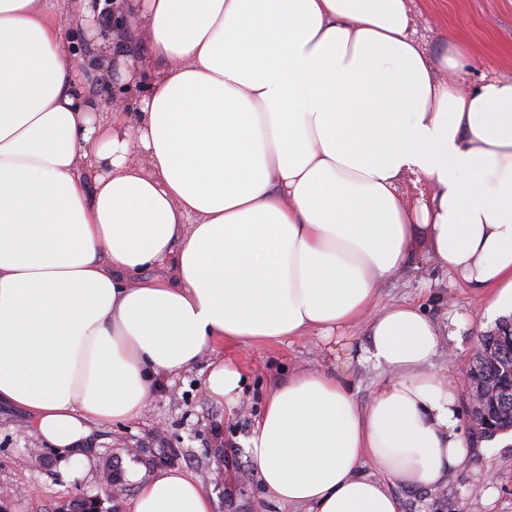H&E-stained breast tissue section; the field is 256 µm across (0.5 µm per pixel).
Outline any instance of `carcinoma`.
I'll list each match as a JSON object with an SVG mask.
<instances>
[{
	"mask_svg": "<svg viewBox=\"0 0 512 512\" xmlns=\"http://www.w3.org/2000/svg\"><path fill=\"white\" fill-rule=\"evenodd\" d=\"M479 344L481 351L469 363L468 377L485 395L480 414L490 426L481 429V435L490 438L512 430V382L502 375V368L512 365V316L481 335Z\"/></svg>",
	"mask_w": 512,
	"mask_h": 512,
	"instance_id": "cac0c4a2",
	"label": "carcinoma"
}]
</instances>
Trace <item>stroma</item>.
Instances as JSON below:
<instances>
[{
  "mask_svg": "<svg viewBox=\"0 0 512 512\" xmlns=\"http://www.w3.org/2000/svg\"><path fill=\"white\" fill-rule=\"evenodd\" d=\"M72 0H49L48 12L71 44L70 60L94 58L98 45L86 42L73 16ZM418 38L432 54L442 53L449 36L464 39L482 65L512 67V6L506 0H411ZM421 269L393 278L376 297L377 307L406 302L437 322L461 323L452 354H440L437 371L448 374L459 403H466V368L479 336L494 328L499 313L488 310L478 290L440 267L429 251L417 258ZM368 343L362 327L343 330L339 351L316 335L278 342L228 344L207 352L173 385L156 390L138 419L101 427L91 443L88 469L62 472L55 455L39 439L28 415L0 408V507L5 512H58L76 496L103 493L101 473L117 461L110 512H132L141 481L174 470L198 481L213 512H303L279 501L260 479L246 447L264 404L289 376L317 370L342 378L360 404H367L387 375L361 359ZM243 374L236 405L208 395L203 379L215 358ZM465 463L451 471L443 492L390 485L399 512H512V432L491 439L469 435Z\"/></svg>",
  "mask_w": 512,
  "mask_h": 512,
  "instance_id": "1",
  "label": "stroma"
}]
</instances>
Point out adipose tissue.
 <instances>
[{
    "label": "adipose tissue",
    "mask_w": 512,
    "mask_h": 512,
    "mask_svg": "<svg viewBox=\"0 0 512 512\" xmlns=\"http://www.w3.org/2000/svg\"><path fill=\"white\" fill-rule=\"evenodd\" d=\"M129 6L139 27L97 63L150 88L105 116L45 0H0V405L69 472L205 350L358 324L388 381L363 406L339 377H290L248 439L263 483L307 512L442 487L467 440L434 359L460 323L374 301L426 246L512 311V72L469 80L457 38L434 57L409 0ZM411 176L432 185L415 206ZM242 380L219 361L204 387L232 406ZM132 512L212 504L168 471Z\"/></svg>",
    "instance_id": "ef3b65f1"
}]
</instances>
